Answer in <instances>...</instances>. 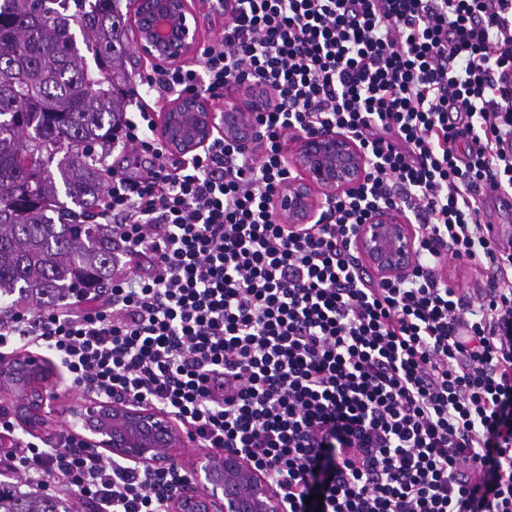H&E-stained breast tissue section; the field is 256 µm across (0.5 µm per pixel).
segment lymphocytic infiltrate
Here are the masks:
<instances>
[{
    "label": "lymphocytic infiltrate",
    "instance_id": "1",
    "mask_svg": "<svg viewBox=\"0 0 512 512\" xmlns=\"http://www.w3.org/2000/svg\"><path fill=\"white\" fill-rule=\"evenodd\" d=\"M195 64L129 86L138 119L114 143L145 174L113 173L107 288L48 311H0V348L52 351L71 388L172 415L212 455L238 452L286 512H512V243L477 196L512 189V0H234ZM264 91L251 144L215 136L176 159L146 132V95ZM350 135L364 182L315 223L278 221L291 132ZM418 227L401 279L367 277L354 248L375 210ZM489 271L460 292L442 256ZM0 451L30 489L82 512H169L189 473L137 468L59 434ZM322 508L307 505L310 496Z\"/></svg>",
    "mask_w": 512,
    "mask_h": 512
}]
</instances>
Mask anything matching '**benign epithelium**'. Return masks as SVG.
I'll list each match as a JSON object with an SVG mask.
<instances>
[{"label":"benign epithelium","mask_w":512,"mask_h":512,"mask_svg":"<svg viewBox=\"0 0 512 512\" xmlns=\"http://www.w3.org/2000/svg\"><path fill=\"white\" fill-rule=\"evenodd\" d=\"M192 17L188 0H133L138 53L174 63L195 52L198 38ZM217 131L226 138L247 141L251 113L237 108L214 112L205 99L190 96L162 119L165 146L177 154L196 153ZM281 147L297 172L280 186L274 198L283 224L297 228L315 222L322 197L350 193L365 178L367 159L343 134L296 132L285 137ZM415 238V228L398 211L382 209L361 226L355 247L378 276L402 277L416 259ZM17 363V359L0 363V392L25 397L37 380L16 367ZM69 414L72 426L87 425V443L136 466L156 467L171 461L172 451L184 446L178 426L143 406L105 402L90 422L83 405L72 407ZM193 475L203 491L174 498L170 512H285L280 494L239 453H226L221 459L208 455Z\"/></svg>","instance_id":"7a95c632"}]
</instances>
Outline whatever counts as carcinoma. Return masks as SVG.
Returning a JSON list of instances; mask_svg holds the SVG:
<instances>
[{"instance_id": "carcinoma-1", "label": "carcinoma", "mask_w": 512, "mask_h": 512, "mask_svg": "<svg viewBox=\"0 0 512 512\" xmlns=\"http://www.w3.org/2000/svg\"><path fill=\"white\" fill-rule=\"evenodd\" d=\"M70 1L75 12L59 9ZM40 2L0 0V297L41 307L112 275V227L88 219L105 192L95 148L110 147L127 108V25L116 0ZM0 512L72 510L0 484Z\"/></svg>"}]
</instances>
